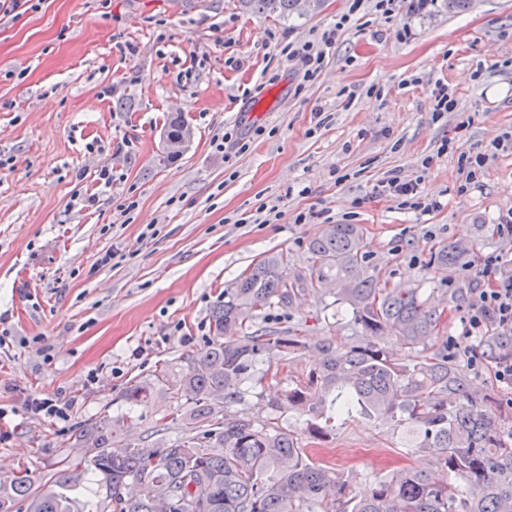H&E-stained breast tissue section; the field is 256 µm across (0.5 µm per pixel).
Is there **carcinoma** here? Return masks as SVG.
Segmentation results:
<instances>
[{"instance_id": "1", "label": "carcinoma", "mask_w": 512, "mask_h": 512, "mask_svg": "<svg viewBox=\"0 0 512 512\" xmlns=\"http://www.w3.org/2000/svg\"><path fill=\"white\" fill-rule=\"evenodd\" d=\"M240 2L257 14L288 16L307 12L311 0ZM365 249L358 225H331L309 243L311 272L301 286L331 280L336 300L351 307L364 331L425 344L439 331L443 313L417 288L379 287L362 270ZM286 268L283 256L264 257L212 310L211 347L170 387L181 412L180 440L138 448L105 419L79 435L80 452L40 482L19 467L10 495L25 501L27 512H77L71 492L91 476L99 512H512V427L448 362L446 346L404 366L380 344L338 347L326 339L322 362L271 404L274 414L257 421L228 413L263 356L288 360L306 348L299 336L246 326L249 313L272 299L290 302ZM483 349L495 360L511 352L512 343L490 336ZM152 391L150 384H135L125 397L133 405ZM328 410L412 430L413 448L429 454L446 477L404 467L368 496L350 495L354 476L311 456L279 425L286 411L316 419Z\"/></svg>"}]
</instances>
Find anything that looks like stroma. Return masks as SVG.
I'll return each instance as SVG.
<instances>
[{
    "instance_id": "35a3bbf8",
    "label": "stroma",
    "mask_w": 512,
    "mask_h": 512,
    "mask_svg": "<svg viewBox=\"0 0 512 512\" xmlns=\"http://www.w3.org/2000/svg\"><path fill=\"white\" fill-rule=\"evenodd\" d=\"M348 9L347 0H324L280 17L239 0H111L106 10L98 0H41L0 21V154L12 159L0 169V313L9 333L0 350V433L9 437L0 474L22 464L48 474L102 418L140 447L173 443L181 425L168 383L210 345L213 306L270 254L287 258L289 280L307 275L308 244L331 224L361 226L363 266L380 287L419 288L444 311L425 347L385 337L397 362L413 364L457 333L473 283L461 266L512 245L496 232L512 209V154L491 159L478 184L457 192L466 177L459 155L512 131V0H474L462 13L433 0L428 13L389 22L364 0L320 76L303 82L281 53L284 40L311 39ZM405 24L413 36L403 42ZM267 71L279 79L265 87ZM438 82L457 106L436 121ZM254 107L259 117L245 124ZM176 115L192 138L168 160L163 133ZM227 127L250 145L231 166L212 144ZM103 165L108 186L98 179ZM394 173L423 177L440 208L401 210L375 196ZM131 195L135 210L118 211L117 200ZM89 196L93 205H84ZM262 203L280 220L241 223ZM301 211L307 223H295ZM446 245L465 253L436 269L431 259ZM252 325L308 344L276 379L254 369L240 407L259 418L291 376L317 363L323 339L370 341L325 286L266 305ZM455 363L512 426V388L494 380L491 359L479 373L466 357ZM137 381L153 383L154 395L131 406L124 395ZM31 397L68 403L69 421L27 411ZM306 422L294 411L279 418L301 446L357 475L354 494L401 463L433 468L419 452L399 457L405 428L339 419L316 440Z\"/></svg>"
}]
</instances>
